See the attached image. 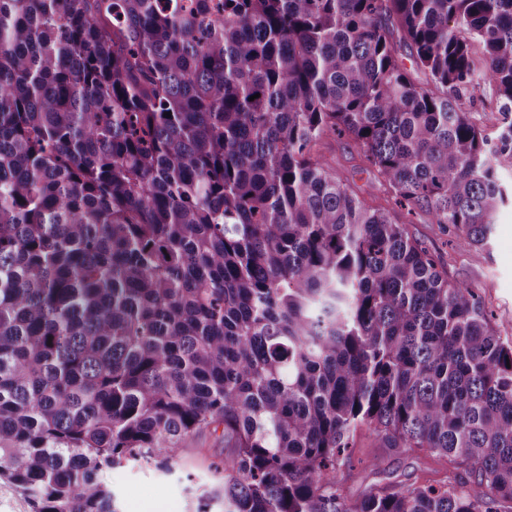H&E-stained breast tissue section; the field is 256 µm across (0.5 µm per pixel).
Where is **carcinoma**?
I'll use <instances>...</instances> for the list:
<instances>
[{"instance_id": "1", "label": "carcinoma", "mask_w": 512, "mask_h": 512, "mask_svg": "<svg viewBox=\"0 0 512 512\" xmlns=\"http://www.w3.org/2000/svg\"><path fill=\"white\" fill-rule=\"evenodd\" d=\"M487 89L512 112V0H0V478L120 512L101 473L219 432L197 512H512V341L318 151L485 246ZM359 430L456 472L354 499ZM320 151L329 165L350 178L361 198L387 206L388 195L385 187L366 171L367 163L354 141L332 135L324 139Z\"/></svg>"}]
</instances>
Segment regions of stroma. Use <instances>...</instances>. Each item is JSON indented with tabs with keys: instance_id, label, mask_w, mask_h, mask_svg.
I'll return each instance as SVG.
<instances>
[{
	"instance_id": "stroma-1",
	"label": "stroma",
	"mask_w": 512,
	"mask_h": 512,
	"mask_svg": "<svg viewBox=\"0 0 512 512\" xmlns=\"http://www.w3.org/2000/svg\"><path fill=\"white\" fill-rule=\"evenodd\" d=\"M320 151L329 165L350 178L361 198L385 203L386 189L368 172L354 141L332 135L324 139ZM408 231L443 259L450 278L476 289L498 334L512 339V205L501 208L484 247L455 248L448 235L424 215L412 218ZM192 446L191 456L175 463L171 472L141 463L103 472L101 479L117 490L122 512H197L198 489L212 481L210 463L224 460L229 451L208 434L195 438ZM447 470V460L428 450L383 448L361 430L348 459L337 467L336 480L350 496L358 497L373 487L439 480Z\"/></svg>"
}]
</instances>
